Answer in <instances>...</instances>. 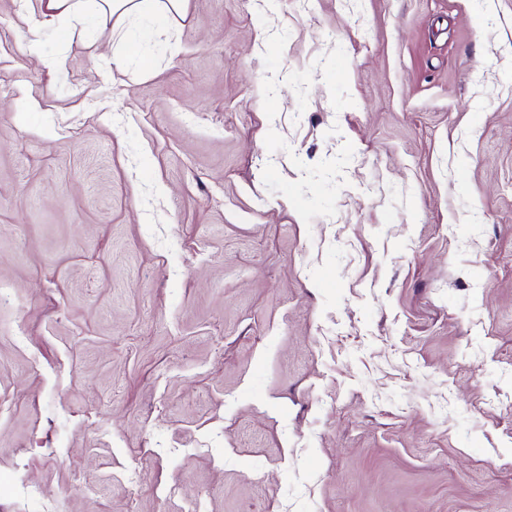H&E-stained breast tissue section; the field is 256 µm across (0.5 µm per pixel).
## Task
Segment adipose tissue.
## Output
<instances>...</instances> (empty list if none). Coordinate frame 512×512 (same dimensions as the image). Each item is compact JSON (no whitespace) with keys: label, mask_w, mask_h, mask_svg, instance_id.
Returning <instances> with one entry per match:
<instances>
[{"label":"adipose tissue","mask_w":512,"mask_h":512,"mask_svg":"<svg viewBox=\"0 0 512 512\" xmlns=\"http://www.w3.org/2000/svg\"><path fill=\"white\" fill-rule=\"evenodd\" d=\"M185 0H42V17L47 21L79 22L91 10L101 20L137 16L156 23L180 14Z\"/></svg>","instance_id":"adipose-tissue-1"}]
</instances>
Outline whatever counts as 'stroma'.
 <instances>
[{"mask_svg":"<svg viewBox=\"0 0 512 512\" xmlns=\"http://www.w3.org/2000/svg\"><path fill=\"white\" fill-rule=\"evenodd\" d=\"M40 11L0 0V512H512V0ZM187 0H42L43 21H67L80 23L84 11H89L85 2H93L92 9L102 21L122 20L137 16L156 23H165L179 15Z\"/></svg>","mask_w":512,"mask_h":512,"instance_id":"stroma-1","label":"stroma"}]
</instances>
